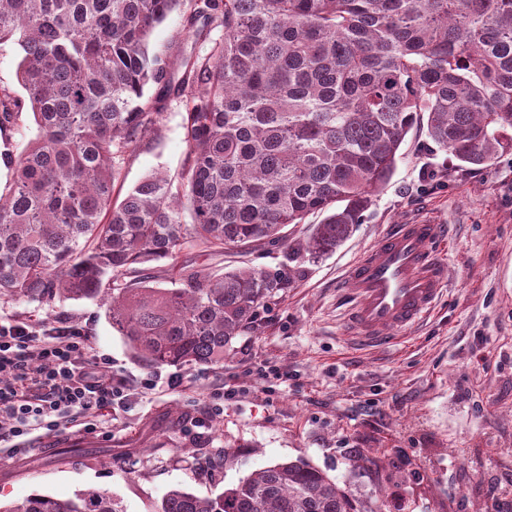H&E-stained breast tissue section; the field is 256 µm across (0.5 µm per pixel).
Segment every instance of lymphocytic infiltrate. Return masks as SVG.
<instances>
[{"instance_id":"obj_1","label":"lymphocytic infiltrate","mask_w":512,"mask_h":512,"mask_svg":"<svg viewBox=\"0 0 512 512\" xmlns=\"http://www.w3.org/2000/svg\"><path fill=\"white\" fill-rule=\"evenodd\" d=\"M108 365L69 322L45 333L20 320L0 323V444L28 447L37 430L47 437L76 426L97 432L100 412L125 398Z\"/></svg>"}]
</instances>
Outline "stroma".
Masks as SVG:
<instances>
[{"mask_svg":"<svg viewBox=\"0 0 512 512\" xmlns=\"http://www.w3.org/2000/svg\"><path fill=\"white\" fill-rule=\"evenodd\" d=\"M149 49L174 57L202 51L181 9L155 28ZM35 133L25 113L0 134L1 189L11 183L6 155ZM186 155L183 109L174 101L126 157L116 196L158 169L178 176ZM421 220L444 227L439 257L448 282L437 309L396 348L347 338L337 290L348 268L392 225ZM180 258L217 271L288 268L275 246L221 255L195 248ZM14 318L37 329L63 318L85 329L132 394L105 415L106 434L71 429L27 450L0 447L2 505L36 491L69 498L102 488L124 512H154L171 488L214 497L255 469L297 459L325 471L367 512H497L512 494V152L462 169L412 129L362 224L260 308L223 369H146L97 298L49 307L0 299V320ZM176 374L181 384L168 385ZM146 377L152 389L141 387ZM222 388L234 396L212 418L209 441H191L185 429L207 416Z\"/></svg>","mask_w":512,"mask_h":512,"instance_id":"stroma-1","label":"stroma"}]
</instances>
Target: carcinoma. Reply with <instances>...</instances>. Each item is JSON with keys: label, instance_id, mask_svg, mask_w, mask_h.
<instances>
[{"label": "carcinoma", "instance_id": "1", "mask_svg": "<svg viewBox=\"0 0 512 512\" xmlns=\"http://www.w3.org/2000/svg\"><path fill=\"white\" fill-rule=\"evenodd\" d=\"M183 2L0 0V43L20 46L24 90L0 86V131L25 109L37 125L7 158L0 298L104 297L147 368L224 365L259 308L349 239L414 127L470 168L512 151V0H200L191 36L209 52H149ZM170 100L185 112L180 186L154 172L113 201L120 164ZM315 213L321 222L291 238L286 228ZM266 244L293 271L179 262L188 247ZM163 259L173 288L141 268ZM3 512L124 510L88 489L34 492ZM157 512L368 510L299 459L214 498L172 488Z\"/></svg>", "mask_w": 512, "mask_h": 512}]
</instances>
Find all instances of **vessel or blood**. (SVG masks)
<instances>
[{
    "label": "vessel or blood",
    "instance_id": "b4317fda",
    "mask_svg": "<svg viewBox=\"0 0 512 512\" xmlns=\"http://www.w3.org/2000/svg\"><path fill=\"white\" fill-rule=\"evenodd\" d=\"M441 241L433 222L398 224L358 256L341 285L351 336L394 347L435 308L448 282Z\"/></svg>",
    "mask_w": 512,
    "mask_h": 512
}]
</instances>
